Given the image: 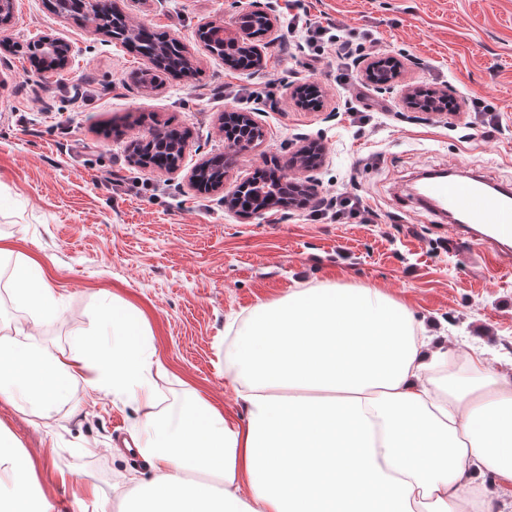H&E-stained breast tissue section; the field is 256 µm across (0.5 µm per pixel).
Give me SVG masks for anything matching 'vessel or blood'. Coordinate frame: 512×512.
<instances>
[{"label":"vessel or blood","instance_id":"vessel-or-blood-1","mask_svg":"<svg viewBox=\"0 0 512 512\" xmlns=\"http://www.w3.org/2000/svg\"><path fill=\"white\" fill-rule=\"evenodd\" d=\"M422 198L436 212H458L465 223L490 226L496 240H512L510 189L490 190L469 180L433 178L425 183Z\"/></svg>","mask_w":512,"mask_h":512}]
</instances>
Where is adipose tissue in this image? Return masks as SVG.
I'll return each instance as SVG.
<instances>
[{"mask_svg":"<svg viewBox=\"0 0 512 512\" xmlns=\"http://www.w3.org/2000/svg\"><path fill=\"white\" fill-rule=\"evenodd\" d=\"M35 314L56 299L43 266L14 267ZM104 339L52 350L33 328L0 338V399L48 417L76 394L135 404L130 433L153 475L124 512H478V481L512 483V382L459 362L404 302L367 284L293 288L228 327L224 376L244 421L200 393L161 408L151 328L135 306ZM0 512H53L34 465L0 428Z\"/></svg>","mask_w":512,"mask_h":512,"instance_id":"obj_1","label":"adipose tissue"}]
</instances>
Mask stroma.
I'll use <instances>...</instances> for the list:
<instances>
[{
	"label": "stroma",
	"mask_w": 512,
	"mask_h": 512,
	"mask_svg": "<svg viewBox=\"0 0 512 512\" xmlns=\"http://www.w3.org/2000/svg\"><path fill=\"white\" fill-rule=\"evenodd\" d=\"M113 2L180 40L195 72L144 86L150 63L133 48L48 0H16L10 48L0 53V242L44 266L59 315L33 320L14 301L12 262L2 260L0 338L33 320L41 344L65 350L75 333L96 332L113 301L130 302L147 315L165 368L155 379L163 407L200 391L240 420L224 378L228 324L299 285L369 283L405 301L449 355L478 345L512 378V243H490L483 225L451 223L411 193L421 173L440 169L512 186V0H300L312 20L376 40L380 57L400 61L393 87L368 93L380 112L346 111L342 70L307 68L299 37L261 39L262 64L247 71L206 51L198 26L232 27L234 0ZM48 32L73 47L66 69L41 70L29 57ZM310 81L323 91L317 111L288 97L289 85ZM269 86L274 101L250 98ZM410 86L447 93L457 115L405 107ZM476 100L486 111L474 110ZM227 110L253 113L264 137L235 153L222 191L192 190L194 166L227 152ZM167 126L188 139L178 171L135 166L130 144ZM305 142L323 149L318 197H358L361 210L315 217L305 205L246 218L225 208V195L257 171L302 178L288 158ZM132 415L108 395L78 409L58 404L46 418L0 400V425L32 459L54 512H79L59 473L96 484L110 512L151 478L114 440Z\"/></svg>",
	"instance_id": "obj_1"
}]
</instances>
